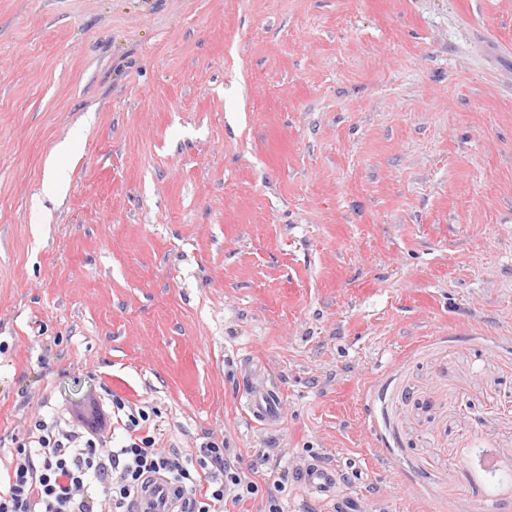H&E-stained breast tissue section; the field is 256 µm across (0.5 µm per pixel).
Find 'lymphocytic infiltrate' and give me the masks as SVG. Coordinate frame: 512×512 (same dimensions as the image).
Returning <instances> with one entry per match:
<instances>
[{"label": "lymphocytic infiltrate", "instance_id": "lymphocytic-infiltrate-1", "mask_svg": "<svg viewBox=\"0 0 512 512\" xmlns=\"http://www.w3.org/2000/svg\"><path fill=\"white\" fill-rule=\"evenodd\" d=\"M68 426L35 421L15 450L0 492V512H127L150 476L165 474L183 512H224L227 502L256 496L259 487L225 449L211 446L193 460L163 452L150 432L153 406L89 393L62 404ZM123 430L119 447L101 451L108 435Z\"/></svg>", "mask_w": 512, "mask_h": 512}]
</instances>
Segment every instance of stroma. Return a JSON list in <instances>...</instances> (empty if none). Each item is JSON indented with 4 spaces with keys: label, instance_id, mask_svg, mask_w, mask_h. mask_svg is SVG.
<instances>
[{
    "label": "stroma",
    "instance_id": "1",
    "mask_svg": "<svg viewBox=\"0 0 512 512\" xmlns=\"http://www.w3.org/2000/svg\"><path fill=\"white\" fill-rule=\"evenodd\" d=\"M89 390L284 512H512V0H0V471ZM241 361L240 371L244 384L242 396L248 419L273 433L281 423L278 387L269 379L262 366L250 362L243 364ZM299 483L313 494L333 502L336 512H359L353 508L358 504L356 500L338 494L340 486L338 470L319 459H313L308 467L300 474Z\"/></svg>",
    "mask_w": 512,
    "mask_h": 512
}]
</instances>
